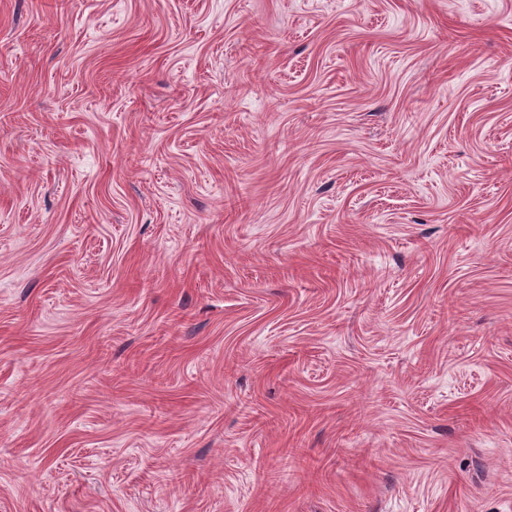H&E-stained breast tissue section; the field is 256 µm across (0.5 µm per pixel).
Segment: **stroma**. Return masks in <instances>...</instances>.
I'll use <instances>...</instances> for the list:
<instances>
[{"label": "stroma", "mask_w": 512, "mask_h": 512, "mask_svg": "<svg viewBox=\"0 0 512 512\" xmlns=\"http://www.w3.org/2000/svg\"><path fill=\"white\" fill-rule=\"evenodd\" d=\"M0 512H512V0H0Z\"/></svg>", "instance_id": "stroma-1"}]
</instances>
